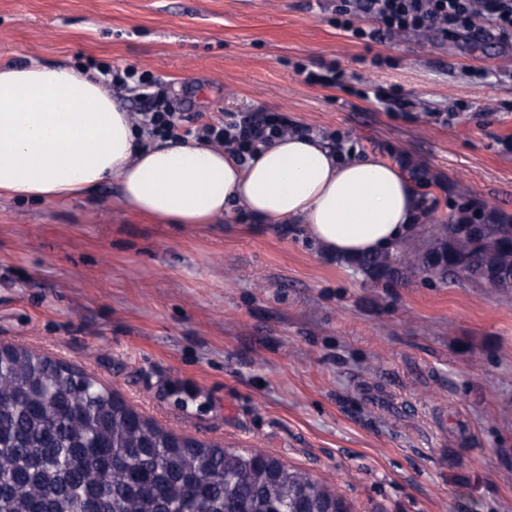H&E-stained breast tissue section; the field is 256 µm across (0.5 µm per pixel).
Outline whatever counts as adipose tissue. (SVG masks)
<instances>
[{"mask_svg": "<svg viewBox=\"0 0 512 512\" xmlns=\"http://www.w3.org/2000/svg\"><path fill=\"white\" fill-rule=\"evenodd\" d=\"M105 183L117 206L176 224H211L237 204L260 222L301 225L347 261L405 240L421 208L417 185L385 159L288 135L241 165L218 147L142 137L98 71L0 65V194L67 203Z\"/></svg>", "mask_w": 512, "mask_h": 512, "instance_id": "1", "label": "adipose tissue"}]
</instances>
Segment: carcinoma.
Instances as JSON below:
<instances>
[{
	"instance_id": "1",
	"label": "carcinoma",
	"mask_w": 512,
	"mask_h": 512,
	"mask_svg": "<svg viewBox=\"0 0 512 512\" xmlns=\"http://www.w3.org/2000/svg\"><path fill=\"white\" fill-rule=\"evenodd\" d=\"M460 265L408 244L357 260L371 279L462 272L512 288V224L435 229ZM0 512H347L342 496L277 458L182 441L91 377L25 347L0 354Z\"/></svg>"
}]
</instances>
